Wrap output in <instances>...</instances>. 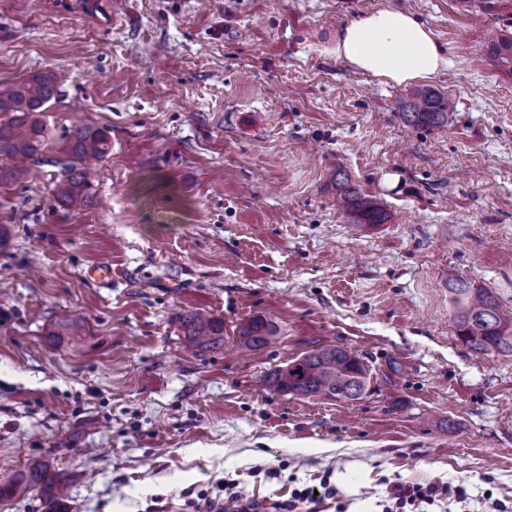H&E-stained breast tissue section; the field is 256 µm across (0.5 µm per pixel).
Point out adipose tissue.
<instances>
[{
	"label": "adipose tissue",
	"instance_id": "ef3b65f1",
	"mask_svg": "<svg viewBox=\"0 0 512 512\" xmlns=\"http://www.w3.org/2000/svg\"><path fill=\"white\" fill-rule=\"evenodd\" d=\"M333 51L354 71L394 85L432 79L446 65L433 31L415 14L393 7L349 21L337 32Z\"/></svg>",
	"mask_w": 512,
	"mask_h": 512
}]
</instances>
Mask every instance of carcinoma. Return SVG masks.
<instances>
[{"mask_svg":"<svg viewBox=\"0 0 512 512\" xmlns=\"http://www.w3.org/2000/svg\"><path fill=\"white\" fill-rule=\"evenodd\" d=\"M487 55L495 67L512 76V37L501 36L487 47ZM64 76L42 71L25 79L7 91L0 92V184L15 183L26 175L16 166L17 161L35 164L57 163L59 177L50 189L53 206L84 203L90 197L93 173L84 167L89 158H101L110 151V136L89 125L70 130L60 146L64 159L46 158L54 149L46 112L51 101L60 96ZM455 102L443 93L425 87L411 92L397 102L401 119L413 126L440 127L448 124ZM336 190L341 207L355 224H381L386 213L381 204L353 187L347 175L336 172ZM449 302L457 338L475 357L493 354L512 356V310L502 307L494 293L468 280L448 279ZM183 335L199 351L216 350L224 346V321L210 314L192 312L182 318ZM279 335L271 320L255 317L243 324L238 343L246 351L262 350L273 344ZM370 374L359 356L343 346L323 345L276 369L267 383L273 391L299 396H325L330 399L353 401L367 390ZM39 488L46 512H67L68 488L61 477H49L40 467L21 471L6 483H0V498Z\"/></svg>","mask_w":512,"mask_h":512,"instance_id":"1","label":"carcinoma"}]
</instances>
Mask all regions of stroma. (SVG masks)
Here are the masks:
<instances>
[{"instance_id": "obj_1", "label": "stroma", "mask_w": 512, "mask_h": 512, "mask_svg": "<svg viewBox=\"0 0 512 512\" xmlns=\"http://www.w3.org/2000/svg\"><path fill=\"white\" fill-rule=\"evenodd\" d=\"M385 6L447 49L448 126L404 124L409 85L333 54ZM510 34L512 0H112L108 25L0 0V91L60 71L55 139L89 124L112 144L86 205L49 206L47 164L0 185V476L47 467L69 512H217L228 486L269 508L325 482L318 512L433 482L465 494L424 512H512V356L470 355L448 302L458 276L512 308V76L485 55ZM339 168L387 222L339 209ZM200 310L222 348L188 346ZM255 317L281 335L249 355ZM326 344L362 358L360 399L268 387ZM183 335L199 351L216 350L224 345V321L211 314L192 312L182 318Z\"/></svg>"}]
</instances>
